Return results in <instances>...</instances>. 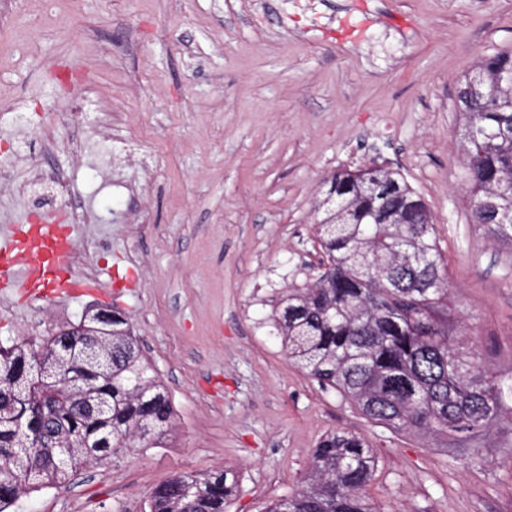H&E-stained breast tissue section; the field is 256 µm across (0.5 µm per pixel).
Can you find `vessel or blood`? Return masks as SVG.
I'll use <instances>...</instances> for the list:
<instances>
[{
	"instance_id": "vessel-or-blood-1",
	"label": "vessel or blood",
	"mask_w": 512,
	"mask_h": 512,
	"mask_svg": "<svg viewBox=\"0 0 512 512\" xmlns=\"http://www.w3.org/2000/svg\"><path fill=\"white\" fill-rule=\"evenodd\" d=\"M74 241L62 222L51 224L29 215L0 232V284L53 295L75 294L81 282L70 258Z\"/></svg>"
}]
</instances>
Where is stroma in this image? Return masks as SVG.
Listing matches in <instances>:
<instances>
[{"label":"stroma","mask_w":512,"mask_h":512,"mask_svg":"<svg viewBox=\"0 0 512 512\" xmlns=\"http://www.w3.org/2000/svg\"><path fill=\"white\" fill-rule=\"evenodd\" d=\"M512 48V0H0V225L22 219L17 128L42 150L54 113L98 133L104 159L57 147L90 211L94 293L0 292V345L43 338L84 309H117L177 415L170 447L83 470L14 512H145L183 471L231 467L228 512H265L306 477L319 439L365 437L381 512H512V439L486 433L468 463L420 435L367 422L288 359L267 319L283 288L316 279L315 206L340 169L386 165L425 201L459 332L512 373V245L469 221L455 94ZM115 222H107L108 214Z\"/></svg>","instance_id":"1"}]
</instances>
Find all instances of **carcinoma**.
I'll use <instances>...</instances> for the list:
<instances>
[{
  "mask_svg": "<svg viewBox=\"0 0 512 512\" xmlns=\"http://www.w3.org/2000/svg\"><path fill=\"white\" fill-rule=\"evenodd\" d=\"M512 49L479 61L458 83L470 220L512 243ZM329 193L355 205L342 224L314 227L316 280L271 300L282 348L365 419L426 435L482 458L480 439L508 423L512 375L485 365L448 312L445 263L431 215L396 170L338 171ZM90 336L53 334L0 349V512L20 499L116 461L167 448L172 398L128 319L95 310ZM370 444L325 434L306 479L265 512H379L367 487ZM239 488L230 468L180 472L149 492V512H226Z\"/></svg>",
  "mask_w": 512,
  "mask_h": 512,
  "instance_id": "cac0c4a2",
  "label": "carcinoma"
}]
</instances>
